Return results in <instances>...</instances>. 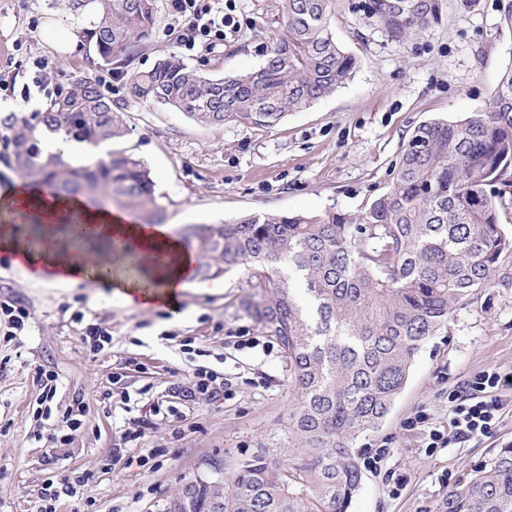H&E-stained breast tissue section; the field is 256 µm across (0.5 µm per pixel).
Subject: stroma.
Returning <instances> with one entry per match:
<instances>
[{"instance_id": "obj_1", "label": "stroma", "mask_w": 512, "mask_h": 512, "mask_svg": "<svg viewBox=\"0 0 512 512\" xmlns=\"http://www.w3.org/2000/svg\"><path fill=\"white\" fill-rule=\"evenodd\" d=\"M366 0H332L328 29L356 60L350 81L269 129L234 122L202 127L172 108L135 99L129 78L174 55L209 78L258 68L285 28L283 0H236V29L213 48L185 47L171 0L128 57L103 63L84 33L93 16L66 0H0V194L20 183L13 163L16 123L81 78L92 77L129 128L120 146L143 160L174 234L269 212L357 215L394 176L415 127L459 120L492 98L512 62V30L503 0H442L441 17L398 40L369 18ZM56 39H47L46 26ZM209 294L187 289L177 311L121 304L113 284L77 288L29 280L0 251V306H24L30 318L10 335L0 313V512H40L47 482L90 474L87 500L61 497L57 512H166L211 459L247 458L281 430L295 400L277 340L247 312L251 271L238 266ZM110 339L94 350L87 325ZM256 339L253 348L242 340ZM224 383L218 396L182 400L174 384L196 370ZM484 370L512 371V252L492 287L455 309L447 330L420 348L407 383L379 428L358 449L384 448L381 468L364 469L349 512H435L459 480L512 443V389L496 428L479 439L454 437L448 398ZM57 377L44 400L41 374ZM80 408V425L61 419ZM447 438L431 445L432 433ZM57 434L54 457L43 436ZM139 456L163 451L160 469L109 467L112 449Z\"/></svg>"}]
</instances>
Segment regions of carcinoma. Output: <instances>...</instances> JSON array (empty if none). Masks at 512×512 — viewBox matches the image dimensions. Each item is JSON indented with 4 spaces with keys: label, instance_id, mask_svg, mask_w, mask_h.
I'll list each match as a JSON object with an SVG mask.
<instances>
[{
    "label": "carcinoma",
    "instance_id": "cac0c4a2",
    "mask_svg": "<svg viewBox=\"0 0 512 512\" xmlns=\"http://www.w3.org/2000/svg\"><path fill=\"white\" fill-rule=\"evenodd\" d=\"M329 2L284 0L285 32L250 72L212 79L169 56L133 75L130 93L201 126L272 128L353 75L355 58L328 30ZM68 8L91 9L87 40L110 64L155 23L157 0H68ZM366 9L400 40L438 21L442 3L368 0ZM127 133L99 82L79 79L36 121L21 123L15 167L56 197L123 207L144 224H162L164 209L140 159L111 151L72 165L44 148L52 138L97 147ZM510 187L512 63L484 109L412 131L391 184L364 212L263 213L187 228L185 242L205 258L199 275L252 270L257 293L246 309L279 341L297 398L288 445H260L223 488L197 476L168 512H348L363 476L353 443L389 414L421 345L492 285L502 254L512 252L502 229ZM436 512H512V444L453 486Z\"/></svg>",
    "mask_w": 512,
    "mask_h": 512
}]
</instances>
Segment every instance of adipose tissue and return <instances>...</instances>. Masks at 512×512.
Segmentation results:
<instances>
[{
	"mask_svg": "<svg viewBox=\"0 0 512 512\" xmlns=\"http://www.w3.org/2000/svg\"><path fill=\"white\" fill-rule=\"evenodd\" d=\"M6 201L25 208L36 205L43 219L42 242L37 249L29 251L22 272L31 280L48 285L76 286L89 279L116 284L118 298L127 305L146 309L172 308L177 306L182 293L194 285L197 256L188 251L179 238L173 235L167 224H131L124 212L108 209L90 211L85 209L82 199L61 200L34 197L15 190L6 192ZM65 209L81 210L86 223L84 232L67 227L64 233L73 239L113 241L118 238H135L143 253L154 248H167L172 256L167 267L144 269L135 277L118 272L115 266L100 264L91 253H78L74 257L62 255L58 229V214Z\"/></svg>",
	"mask_w": 512,
	"mask_h": 512,
	"instance_id": "adipose-tissue-1",
	"label": "adipose tissue"
}]
</instances>
